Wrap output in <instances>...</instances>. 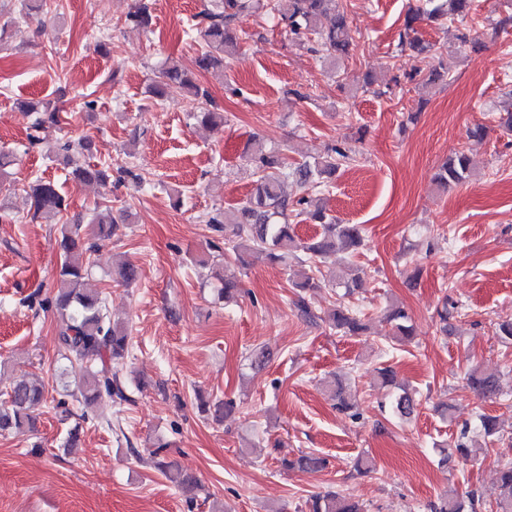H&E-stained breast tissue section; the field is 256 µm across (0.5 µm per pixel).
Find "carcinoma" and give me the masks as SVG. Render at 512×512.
Returning <instances> with one entry per match:
<instances>
[{
	"label": "carcinoma",
	"instance_id": "cac0c4a2",
	"mask_svg": "<svg viewBox=\"0 0 512 512\" xmlns=\"http://www.w3.org/2000/svg\"><path fill=\"white\" fill-rule=\"evenodd\" d=\"M470 9V0H421L405 21L404 32L400 34V45L413 53L415 65L408 74L410 80H417L423 86L431 84L450 70L444 58H436L430 43L415 36L413 23L421 15H427L432 22L445 21L462 24L457 40L462 46L479 50L483 43L471 34L464 25ZM263 11L288 28V34L295 45L320 54L334 61L349 52L353 39L347 10L342 0H212V8L200 13V33L209 50L201 53L196 65L209 70L224 63L222 54H232L238 46L237 25L257 11ZM330 17L333 22L325 27L322 19ZM168 82L182 84L195 97L208 98L177 62L169 63L162 71L160 80L151 88L153 97H163V87ZM36 112L31 129L38 131L46 125H62L68 116L60 107L46 102L41 109L26 108ZM65 152L67 161L73 163L72 175L86 184H105L110 179L109 170L96 165L77 164L70 151L73 144L66 142L59 146ZM353 159V150L344 145L330 147L322 156L311 162L292 165L288 156L279 150H267L256 142L248 154L254 178V190L246 201L223 212L212 214L207 223L224 228V244L236 259L243 255H263L270 261L288 266L293 262L304 263L309 274L294 284L299 290L294 306L299 315L315 320L317 316L305 302L303 292L322 287L331 282L322 273L326 258L337 252L352 253L364 241L363 229L358 224H338L336 220L317 210L310 218L320 224L322 232L308 241L299 238L288 222V213L304 212L308 198L288 197V180L305 188L327 187L337 170ZM469 157L458 153L444 162L435 173L434 182L447 189L472 176ZM32 201L34 215H57L65 209V197L52 182L36 178L24 188ZM116 228L112 218V206L96 208L90 222L88 236L97 241L112 237ZM60 249L62 251L54 306L58 317L55 339L60 359L69 364H79L85 374L77 390L71 392L75 401L86 407L98 404L104 399L113 403L128 400L121 380L123 360L128 352V336L124 325L112 319L102 296L85 288V279L91 275L93 263L91 252L95 245L84 246L81 224H64L61 229ZM387 321L393 323L395 338L402 342L412 336L408 312L399 305H392L386 311ZM336 331L350 336L364 334L368 326L350 306L342 304L325 317ZM470 388L480 397L487 399L496 395L497 379L472 370L467 377ZM6 400L0 402V435L21 433L33 428L34 412L47 401L46 384L41 380L17 381L3 390ZM391 412L401 419L411 418L418 409V403L403 386L392 395ZM161 450L153 452L154 467L174 481L185 494L198 487V480L190 473L164 461ZM324 465L319 458L301 455L295 461L282 460L286 469L302 471L317 470ZM496 512H512V463L500 469L495 496ZM309 512H361V508L349 498L336 492L315 496L308 506Z\"/></svg>",
	"mask_w": 512,
	"mask_h": 512
}]
</instances>
